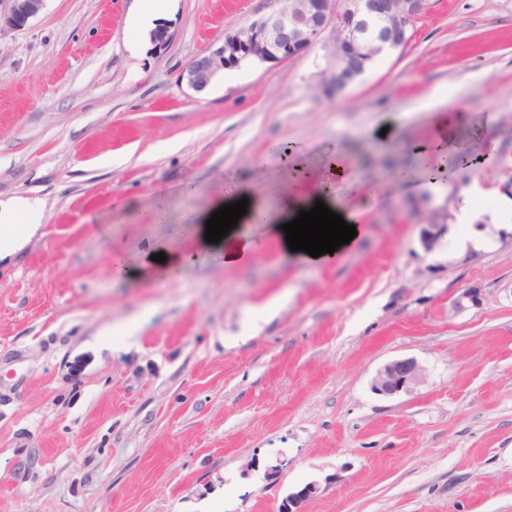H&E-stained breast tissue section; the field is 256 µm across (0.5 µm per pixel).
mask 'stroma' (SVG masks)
Listing matches in <instances>:
<instances>
[{"label": "stroma", "mask_w": 512, "mask_h": 512, "mask_svg": "<svg viewBox=\"0 0 512 512\" xmlns=\"http://www.w3.org/2000/svg\"><path fill=\"white\" fill-rule=\"evenodd\" d=\"M134 6L48 0L0 34V202L46 203L38 234L0 260V512H279L308 484L300 512H512V216L458 223L457 187L429 186L402 147L437 158L425 104L440 93L497 213L512 0H433L404 48L331 100L319 48L201 93L181 83L273 0H175L141 33ZM385 116L399 134L381 143ZM340 143L351 178L381 191L334 261L283 260L255 226L241 264L113 274V245L131 262L159 241L189 253L190 221L228 179L277 201L295 166L321 180ZM427 191L448 226L431 252L408 217ZM159 208L176 223H153ZM468 235L492 244L456 249ZM468 287L481 305L455 311ZM402 358L420 380L376 394ZM420 375V367L412 358L397 359L385 364L372 382L375 393L384 396L395 395L407 390Z\"/></svg>", "instance_id": "stroma-1"}]
</instances>
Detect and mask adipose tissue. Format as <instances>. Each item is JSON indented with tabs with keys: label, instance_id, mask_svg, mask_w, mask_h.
<instances>
[{
	"label": "adipose tissue",
	"instance_id": "obj_1",
	"mask_svg": "<svg viewBox=\"0 0 512 512\" xmlns=\"http://www.w3.org/2000/svg\"><path fill=\"white\" fill-rule=\"evenodd\" d=\"M349 190V198L345 201L330 194L326 189L319 192L310 190L304 197H291L289 201L283 203L281 209L274 210L262 198L253 194L249 185H235L227 190L223 197L217 198L215 204L220 207L245 198L249 201L246 214L240 218L238 227L231 229L228 235L217 243L206 241V223L209 216L205 213L201 214L193 229L196 255L200 258L217 257L228 265L243 263L254 249L252 239L249 234L245 233L244 228L246 225L257 223L262 226L267 236L275 238L280 243V251L284 260L306 265L313 264L316 259H313L308 253L290 251L285 244L286 237L282 227L298 216L301 206L311 207L318 201L325 203L328 208L341 215L347 224L361 225V213L354 201L365 195L367 189L364 185L353 183L350 184ZM151 251V256L143 257L137 264L121 265L120 275L131 281L143 283L157 279L172 269L181 267L186 262L185 255L168 251L165 244L161 242L155 243ZM160 252L165 253V262L154 261V254Z\"/></svg>",
	"mask_w": 512,
	"mask_h": 512
}]
</instances>
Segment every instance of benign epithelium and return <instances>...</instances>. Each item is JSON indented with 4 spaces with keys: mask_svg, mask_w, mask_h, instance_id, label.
Listing matches in <instances>:
<instances>
[{
    "mask_svg": "<svg viewBox=\"0 0 512 512\" xmlns=\"http://www.w3.org/2000/svg\"><path fill=\"white\" fill-rule=\"evenodd\" d=\"M431 0H285L270 13L251 23L224 32L217 47L194 56L180 73V80L195 92L206 90L224 70L244 62L284 64L309 53L316 46L324 51L325 67L320 71L317 90L325 97L346 91L364 73L354 70L349 60L364 62L404 47L413 25L430 10ZM46 0H0V33L20 30L39 17ZM375 20L381 33L364 38L363 26ZM448 225L436 224L427 215L420 232L422 248L433 251L441 242ZM482 303L481 290L463 288L452 307L461 311ZM420 375L412 358L385 364L372 382V390L384 396L407 390Z\"/></svg>",
    "mask_w": 512,
    "mask_h": 512,
    "instance_id": "7a95c632",
    "label": "benign epithelium"
}]
</instances>
